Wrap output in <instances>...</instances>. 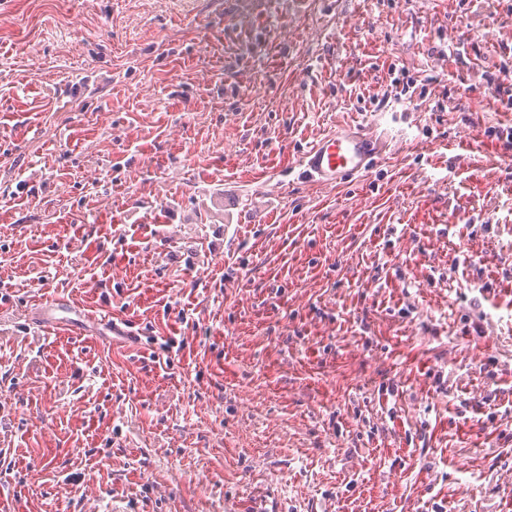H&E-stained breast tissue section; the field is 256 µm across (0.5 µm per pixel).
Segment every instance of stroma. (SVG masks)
<instances>
[{
    "label": "stroma",
    "mask_w": 512,
    "mask_h": 512,
    "mask_svg": "<svg viewBox=\"0 0 512 512\" xmlns=\"http://www.w3.org/2000/svg\"><path fill=\"white\" fill-rule=\"evenodd\" d=\"M507 69L512 0H0L10 512H512ZM376 142L359 130L343 129L304 153L302 163L314 182L336 185L372 168L378 154Z\"/></svg>",
    "instance_id": "1"
}]
</instances>
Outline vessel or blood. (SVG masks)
<instances>
[{
	"label": "vessel or blood",
	"instance_id": "1",
	"mask_svg": "<svg viewBox=\"0 0 512 512\" xmlns=\"http://www.w3.org/2000/svg\"><path fill=\"white\" fill-rule=\"evenodd\" d=\"M377 154L373 137L343 129L324 137L304 153L302 163L314 182L336 185L368 172Z\"/></svg>",
	"mask_w": 512,
	"mask_h": 512
}]
</instances>
